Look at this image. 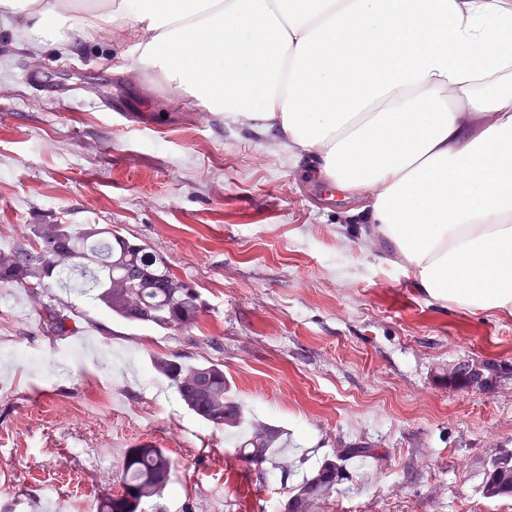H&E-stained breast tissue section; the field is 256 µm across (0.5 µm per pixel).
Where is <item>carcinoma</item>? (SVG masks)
<instances>
[{
	"mask_svg": "<svg viewBox=\"0 0 512 512\" xmlns=\"http://www.w3.org/2000/svg\"><path fill=\"white\" fill-rule=\"evenodd\" d=\"M63 273L81 277L94 291L97 304L115 319L187 335L199 324V296L171 270L167 258L110 225L33 224L29 234L0 248V284L20 288L36 284L37 291L50 299L44 304L43 330L55 336L76 332L68 326L72 308L52 295ZM152 365L204 423L217 430H247L237 448L242 461L258 468L277 466L282 430L256 419L231 399L222 362L156 356ZM370 452L346 448L325 459L293 488L284 512H319L345 479L343 461ZM171 472V459L163 449L150 445L131 449L123 464L120 493L103 499L99 512H138L142 501L164 492ZM482 487L490 488L491 498L512 496V460L487 468Z\"/></svg>",
	"mask_w": 512,
	"mask_h": 512,
	"instance_id": "1",
	"label": "carcinoma"
}]
</instances>
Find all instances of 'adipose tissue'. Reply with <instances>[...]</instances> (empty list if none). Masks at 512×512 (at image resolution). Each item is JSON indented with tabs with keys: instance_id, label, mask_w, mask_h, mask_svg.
<instances>
[{
	"instance_id": "adipose-tissue-1",
	"label": "adipose tissue",
	"mask_w": 512,
	"mask_h": 512,
	"mask_svg": "<svg viewBox=\"0 0 512 512\" xmlns=\"http://www.w3.org/2000/svg\"><path fill=\"white\" fill-rule=\"evenodd\" d=\"M39 46L123 27L139 66L367 199L404 271L512 314V0H0Z\"/></svg>"
}]
</instances>
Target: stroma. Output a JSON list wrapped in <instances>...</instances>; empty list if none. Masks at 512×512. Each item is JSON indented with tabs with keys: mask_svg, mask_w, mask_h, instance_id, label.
Segmentation results:
<instances>
[{
	"mask_svg": "<svg viewBox=\"0 0 512 512\" xmlns=\"http://www.w3.org/2000/svg\"><path fill=\"white\" fill-rule=\"evenodd\" d=\"M76 88L59 104L26 72ZM122 98L131 123L102 111ZM313 158L217 112L135 64L123 31L33 49L0 39V244L33 224H104L164 255L203 302L181 335L112 320L79 284L54 289L77 333L42 330L28 291L0 286V512H99L130 449L173 461L141 512H283L293 487L342 448L375 456L322 512H512L483 473L512 449V314L424 293L365 204L308 170ZM178 355L224 364L230 395L288 442L287 472L242 462L152 367ZM496 365L487 392L448 368Z\"/></svg>",
	"mask_w": 512,
	"mask_h": 512,
	"instance_id": "35a3bbf8",
	"label": "stroma"
}]
</instances>
